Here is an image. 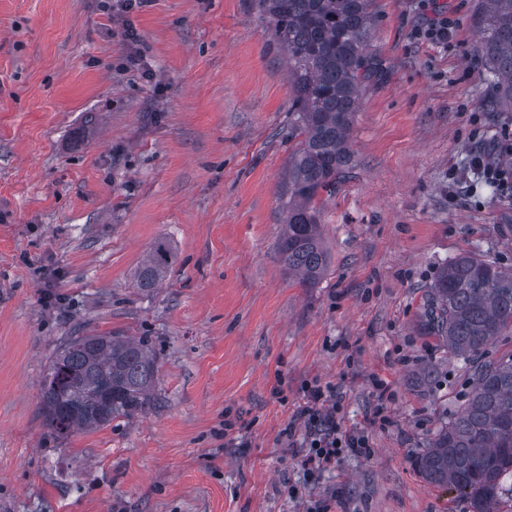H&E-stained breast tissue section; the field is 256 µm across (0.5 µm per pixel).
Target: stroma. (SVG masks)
Here are the masks:
<instances>
[{"mask_svg":"<svg viewBox=\"0 0 512 512\" xmlns=\"http://www.w3.org/2000/svg\"><path fill=\"white\" fill-rule=\"evenodd\" d=\"M479 9L371 0L354 167L323 200L329 268L306 288L277 246L293 89L253 0H148L136 65L98 0H0V512H471L416 461L471 388L420 325L437 270L473 249L512 267V192L465 168L480 147L501 165L512 134L485 106ZM439 14L453 37L417 38ZM161 238L172 270L141 290ZM110 333L148 338L155 405L57 436L48 364ZM313 380L369 446L310 475L282 431Z\"/></svg>","mask_w":512,"mask_h":512,"instance_id":"35a3bbf8","label":"stroma"}]
</instances>
